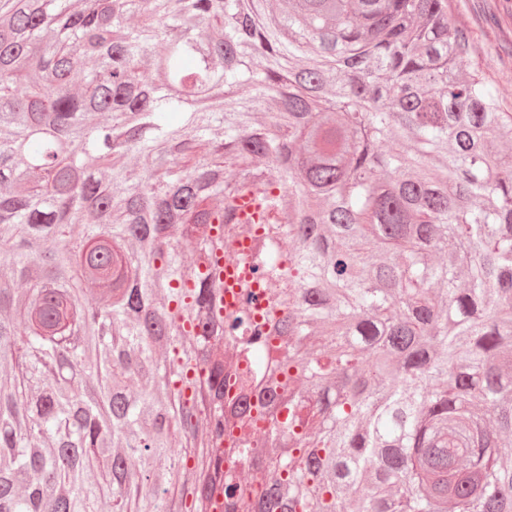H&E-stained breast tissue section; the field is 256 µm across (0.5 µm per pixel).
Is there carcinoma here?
I'll return each mask as SVG.
<instances>
[{
	"label": "carcinoma",
	"instance_id": "carcinoma-1",
	"mask_svg": "<svg viewBox=\"0 0 512 512\" xmlns=\"http://www.w3.org/2000/svg\"><path fill=\"white\" fill-rule=\"evenodd\" d=\"M468 54L448 0H0V512H94L92 464L112 512H512V112Z\"/></svg>",
	"mask_w": 512,
	"mask_h": 512
}]
</instances>
